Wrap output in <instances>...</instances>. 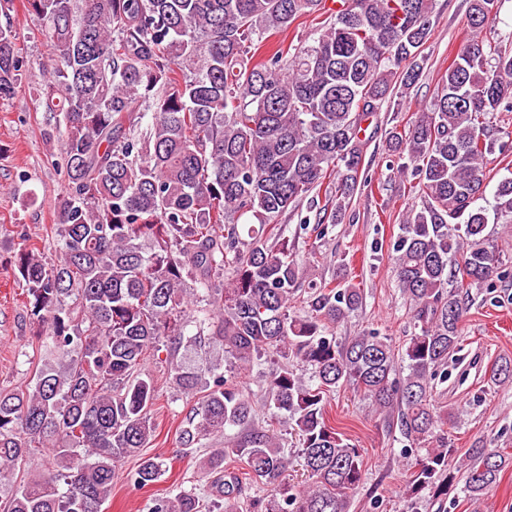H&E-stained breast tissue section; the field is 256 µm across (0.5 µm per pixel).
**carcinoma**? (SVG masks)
I'll return each instance as SVG.
<instances>
[{
    "instance_id": "obj_1",
    "label": "carcinoma",
    "mask_w": 512,
    "mask_h": 512,
    "mask_svg": "<svg viewBox=\"0 0 512 512\" xmlns=\"http://www.w3.org/2000/svg\"><path fill=\"white\" fill-rule=\"evenodd\" d=\"M434 2L336 0L316 32L266 51L270 36L325 0H26L54 49L40 99L53 114L68 199L56 259L46 261L26 236L14 255L50 357L33 382L0 389V481L41 448L57 470L3 490L4 512H102L119 462L156 432L149 357L194 399L179 432L185 450L236 429L200 463L214 503L184 490L155 499L152 512H241L247 481L270 486L256 503L264 512H348L364 469L327 418L342 388L370 401L416 452L408 495H448L461 473L448 448L455 414L433 403V386L460 348L467 307L458 289L501 276L502 266L487 210L475 205L493 148L490 115L512 112V48L480 37L495 0H469L471 34L436 96L388 132L420 198L393 244L397 286L414 306L401 348L370 332L337 340L336 324L362 302L350 280L308 284L307 311L292 313L302 267L294 244L274 232L326 180L336 184L335 203L318 223H342L362 168L364 123L420 80ZM12 5L0 0V99L14 93L25 64ZM148 112L146 134L130 135ZM494 200V215L512 224V175L499 180ZM193 302L205 307L187 337ZM197 347L202 361L178 359ZM268 358L277 367L263 402L288 415L305 489L282 480L283 435L259 421L236 377ZM507 380L504 358L491 382ZM226 460L243 471L225 469ZM511 460L503 448L468 449L465 495L482 500ZM166 468L144 458L130 480L144 488Z\"/></svg>"
}]
</instances>
